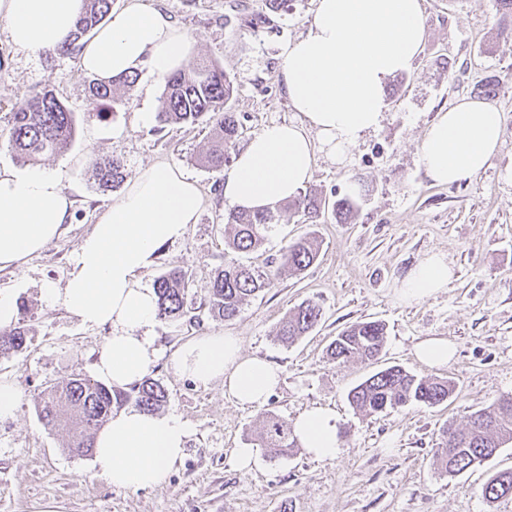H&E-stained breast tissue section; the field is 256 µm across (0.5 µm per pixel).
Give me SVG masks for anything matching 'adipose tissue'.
<instances>
[{
    "label": "adipose tissue",
    "instance_id": "adipose-tissue-1",
    "mask_svg": "<svg viewBox=\"0 0 512 512\" xmlns=\"http://www.w3.org/2000/svg\"><path fill=\"white\" fill-rule=\"evenodd\" d=\"M85 0H0L8 42L16 49L52 50L73 31ZM425 38L421 0H317L306 35L293 41L278 78L299 122L271 124L253 135L224 174L223 196L233 207L264 209L291 199L312 178L316 130L337 159L362 133L378 127L385 88L409 71ZM194 50L191 38L164 9L129 0L82 48L79 65L99 81L148 66L162 80ZM503 116L480 100L462 99L440 112L421 148L426 176L454 184L483 171L497 153ZM204 197L196 182L166 163L140 170L81 241L61 295L83 324L111 326L95 363L97 376L126 388L148 376L155 361L157 296L143 282L158 248L184 238ZM72 200L59 177L43 170L0 169V268L21 265L57 237ZM445 257H426L402 280L397 294L420 301L447 288ZM179 375L260 406L280 382L270 360L244 355L239 337L210 333L181 344L171 359ZM293 430L308 454L336 458L338 419L327 409L302 413ZM188 429L180 419L129 407L113 412L97 434L93 466L112 486H163L184 452Z\"/></svg>",
    "mask_w": 512,
    "mask_h": 512
}]
</instances>
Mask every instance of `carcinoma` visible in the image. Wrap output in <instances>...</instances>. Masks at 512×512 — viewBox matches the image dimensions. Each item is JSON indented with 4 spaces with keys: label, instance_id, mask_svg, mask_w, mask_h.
Returning <instances> with one entry per match:
<instances>
[{
    "label": "carcinoma",
    "instance_id": "obj_1",
    "mask_svg": "<svg viewBox=\"0 0 512 512\" xmlns=\"http://www.w3.org/2000/svg\"><path fill=\"white\" fill-rule=\"evenodd\" d=\"M87 2L74 30L57 51L71 53L81 47L80 41L111 12L114 0ZM138 78L139 73L135 72L115 78L109 84L95 82L90 87L91 96L101 103H115L118 101L115 97L117 88L130 91ZM234 90L232 79L218 61L209 56L165 79L159 122L164 125L206 123L210 145L202 162L212 170H222L230 162V150L239 135L236 115L226 110ZM74 129L73 112L52 89L45 87L12 112L7 148L17 161L34 164L46 156L63 152ZM94 176L103 191L119 187L127 178L121 166L107 156L96 157ZM283 208L303 214L313 224L329 209L336 221L346 223L357 211L358 202L357 197L346 195L328 203L308 190H301L286 201ZM277 213L276 209L251 212L237 208L225 213L224 247L233 257L224 262V267L215 270L204 286L199 309L214 318L232 319L249 298L272 287L277 278L286 273L300 274L317 261L320 246L310 236L290 242L280 258L266 259L264 270L237 259L239 254H250L263 248L266 232L275 223ZM193 286L192 272L183 266H174L161 273L155 281L158 317L169 322L201 323L200 315L192 313L187 305ZM321 318L319 304L303 302L281 320L277 337L292 344L309 334ZM27 336L28 331L22 326L0 330V358H9L22 351L27 345ZM385 338V326L378 321L354 323L329 344L327 360L339 364L355 360L369 362L381 352ZM455 391V383L450 379L419 378L392 366L372 374L352 388L348 400L356 410L371 415L415 403L440 405L450 400ZM166 400L164 386L151 377L125 389H116L103 382L73 375L43 392L38 416L48 429L61 424L66 426L71 434L69 451L86 456L93 452L95 437L112 418L114 409L130 405L155 414ZM257 441L260 447L274 455L286 454L299 443L288 423L270 411L265 413ZM509 442H512V395L503 396L490 406L471 413L461 427H443L434 452V463L440 473L457 476L494 456ZM482 496L490 505L512 500V468L492 475L482 488Z\"/></svg>",
    "mask_w": 512,
    "mask_h": 512
}]
</instances>
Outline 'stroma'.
Instances as JSON below:
<instances>
[{
    "instance_id": "1",
    "label": "stroma",
    "mask_w": 512,
    "mask_h": 512,
    "mask_svg": "<svg viewBox=\"0 0 512 512\" xmlns=\"http://www.w3.org/2000/svg\"><path fill=\"white\" fill-rule=\"evenodd\" d=\"M149 2L168 10L195 39L196 57L216 58L232 78L235 93L227 107L240 122L236 149L265 125L299 121L277 74L288 45L308 31L315 0H287L275 11L268 0ZM422 6L423 49L411 71L388 82L381 125L363 133L341 161L323 144L315 146L308 187L329 201L360 193L352 222L312 224L281 211L267 234V256H278L289 240L309 233L320 244L313 266L281 277L234 319L206 317L196 326L157 321L159 357L151 376L167 390L160 413L183 421L188 438L168 484L139 490L114 487L96 475L92 457L68 451L65 430L46 429L38 419L48 386L73 373L92 376L96 350L109 333L82 324L58 297L82 238L120 195L99 189L91 159L112 157L132 176L166 162L197 182L205 199L197 223L182 240L161 248L144 275L151 286L164 269L189 267L195 307L225 261L224 175L198 161L207 129L160 126L163 81L140 72L121 104L95 107L89 99L93 77L81 70L77 55L15 49L0 18V134L12 109L46 86L77 120L68 149L37 164L58 175L70 193L69 221L40 253L0 269V291L13 295L17 321L31 338L21 354L0 358V378L19 393L13 416L0 419V512H283L287 502L293 512H512V501L491 506L481 495L492 474L512 467V443L454 477L433 466L443 424H464L472 412L512 394V40L501 36L512 18L497 13L490 0H423ZM251 14L267 16V24H245ZM463 98L486 101L503 113L501 147L477 176L437 185L422 166L423 134L438 112ZM145 112L150 121H142ZM437 252L454 270L448 288L419 302L399 301L400 281ZM309 300L323 309L318 325L293 345L277 341L280 320ZM366 320L386 327L379 359L328 363L326 348L335 336ZM222 331L240 336L246 355L281 366V382L265 407L237 404L222 386L203 389L172 370L170 356L182 342ZM429 336L454 342L448 366L431 369L416 360L414 345ZM391 365L452 379L455 395L436 407L413 404L371 416L355 411L349 390ZM313 408L338 418L341 449L335 459H313L301 447L274 457L256 446L264 411L292 422ZM241 448L254 449L252 468L236 466Z\"/></svg>"
}]
</instances>
